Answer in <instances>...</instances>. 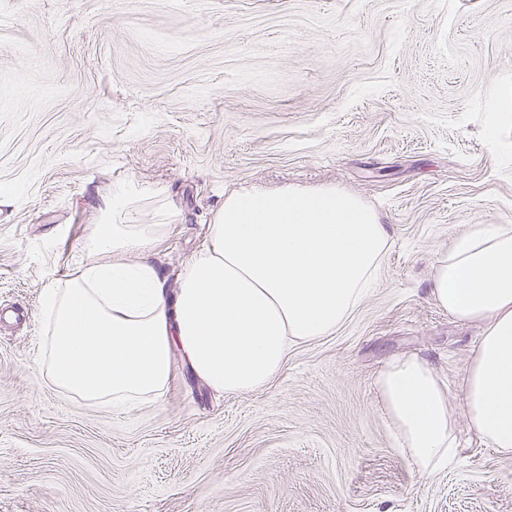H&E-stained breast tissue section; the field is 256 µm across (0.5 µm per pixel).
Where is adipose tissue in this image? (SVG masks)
<instances>
[{"instance_id": "1", "label": "adipose tissue", "mask_w": 512, "mask_h": 512, "mask_svg": "<svg viewBox=\"0 0 512 512\" xmlns=\"http://www.w3.org/2000/svg\"><path fill=\"white\" fill-rule=\"evenodd\" d=\"M147 197L136 183L103 197L104 229L90 239L79 274L43 294L50 380L87 402L132 407L159 398L176 353L213 390L264 388L295 343L328 336L350 317L391 245L373 208L335 185L234 191L172 288L157 266L127 260L182 219L162 202L149 223H137ZM429 294L450 316L483 323L463 375L464 409L481 439L512 454V225H469L439 259ZM375 385L417 472L452 468L456 418L446 381L404 356Z\"/></svg>"}]
</instances>
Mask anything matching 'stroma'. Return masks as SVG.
Returning a JSON list of instances; mask_svg holds the SVG:
<instances>
[{"mask_svg":"<svg viewBox=\"0 0 512 512\" xmlns=\"http://www.w3.org/2000/svg\"><path fill=\"white\" fill-rule=\"evenodd\" d=\"M512 0H0V512H512V455L470 428L481 334L429 294L471 224H512ZM134 182L183 223L144 257L175 278L224 195L333 184L392 244L331 336L224 395L182 361L130 409L55 388L45 288L99 202ZM415 354L448 382L457 465L397 446L375 378Z\"/></svg>","mask_w":512,"mask_h":512,"instance_id":"35a3bbf8","label":"stroma"}]
</instances>
